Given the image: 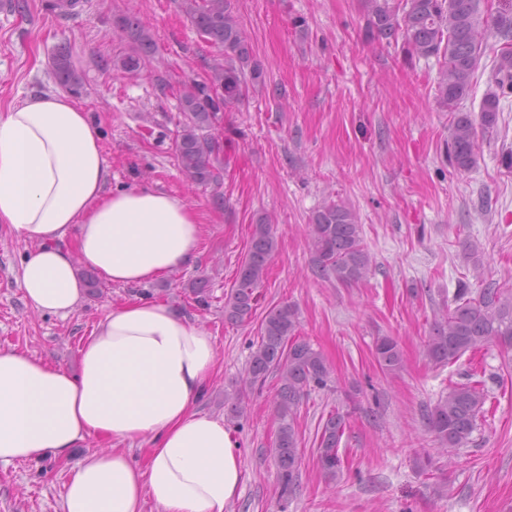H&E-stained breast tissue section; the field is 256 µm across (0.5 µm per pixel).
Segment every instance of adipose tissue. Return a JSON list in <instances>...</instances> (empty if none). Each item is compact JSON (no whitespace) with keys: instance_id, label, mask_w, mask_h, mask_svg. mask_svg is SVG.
Segmentation results:
<instances>
[{"instance_id":"ef3b65f1","label":"adipose tissue","mask_w":512,"mask_h":512,"mask_svg":"<svg viewBox=\"0 0 512 512\" xmlns=\"http://www.w3.org/2000/svg\"><path fill=\"white\" fill-rule=\"evenodd\" d=\"M100 135L66 93L47 90L0 113V228L33 243L20 279L28 305L68 315L82 299L77 265L140 285L193 261L203 235L184 199L146 185L108 190ZM216 366L207 330L168 303L112 308L81 347L77 373L0 349V464L68 459L90 436L109 440L72 470L60 512H225L242 483L222 419L197 403ZM149 445L145 465L126 443Z\"/></svg>"}]
</instances>
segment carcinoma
<instances>
[{
  "mask_svg": "<svg viewBox=\"0 0 512 512\" xmlns=\"http://www.w3.org/2000/svg\"><path fill=\"white\" fill-rule=\"evenodd\" d=\"M186 15L194 29L218 50L202 82L182 85L178 108L182 119L174 132L175 155L190 181L199 187L219 188L230 158L224 139L215 135L224 121V110L241 103L249 88L262 81L263 69L253 57L232 0H185ZM367 32L374 39L403 40L409 59L434 57L439 63L436 101L452 115L448 162L457 171L471 169L477 158V127L493 128L500 112V96L512 91V0H363ZM129 40V50L117 67L128 74L148 69L156 52L149 27L134 14L116 19ZM503 40L491 72L489 90L482 101L480 121L460 109L470 95L473 79L490 38ZM53 68L59 84L78 94L83 87L80 72L70 61L67 45L57 48ZM308 237L315 268L323 278H334L352 287L371 272V258L357 213L334 199L313 213ZM277 250V239L268 216L253 224L250 245L237 269L235 286L224 296V321L238 324L250 319L257 306V289ZM297 310L288 304L269 309L260 325V336L250 354L246 384L263 388L272 375L278 377L275 409L278 421L272 452L282 494L300 484L301 448L296 428L300 404L315 389H323L330 366L323 353L299 336ZM497 343L512 348V296L506 297L494 282L472 294L458 282L453 305L434 322L425 344V356L436 366L458 361L466 352ZM380 368L395 374L403 365L398 342L381 337L375 343ZM487 392L479 382H460L448 387L425 414L428 430L445 447L465 448L478 429ZM224 411L232 420L247 417L245 395L240 389L224 392ZM349 411L336 410L325 419L318 443L319 462L329 478L338 476L339 443Z\"/></svg>",
  "mask_w": 512,
  "mask_h": 512,
  "instance_id": "cac0c4a2",
  "label": "carcinoma"
}]
</instances>
